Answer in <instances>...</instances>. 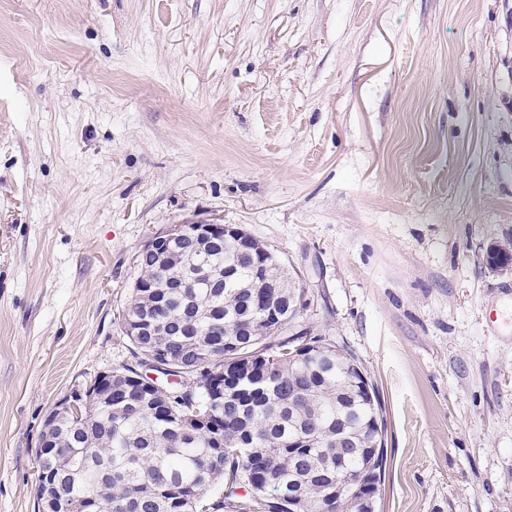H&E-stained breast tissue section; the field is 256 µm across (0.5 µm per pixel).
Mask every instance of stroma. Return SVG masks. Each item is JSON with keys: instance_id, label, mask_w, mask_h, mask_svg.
I'll list each match as a JSON object with an SVG mask.
<instances>
[{"instance_id": "obj_1", "label": "stroma", "mask_w": 512, "mask_h": 512, "mask_svg": "<svg viewBox=\"0 0 512 512\" xmlns=\"http://www.w3.org/2000/svg\"><path fill=\"white\" fill-rule=\"evenodd\" d=\"M241 226L377 388L378 512H512V0H0V512L136 366L135 257Z\"/></svg>"}]
</instances>
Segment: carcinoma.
<instances>
[{"label": "carcinoma", "instance_id": "carcinoma-1", "mask_svg": "<svg viewBox=\"0 0 512 512\" xmlns=\"http://www.w3.org/2000/svg\"><path fill=\"white\" fill-rule=\"evenodd\" d=\"M196 247L140 257L130 300L146 320V335L129 337L137 354L167 352L187 389L146 390L122 367V403L61 417L45 442L70 452L51 462L61 512H86L91 496L112 512H336V465L362 469L365 448L346 439L383 420L379 392L354 388L351 352L309 329L283 336L267 318L264 303L283 314L294 288L256 287L231 239ZM191 325L200 335H186Z\"/></svg>", "mask_w": 512, "mask_h": 512}]
</instances>
